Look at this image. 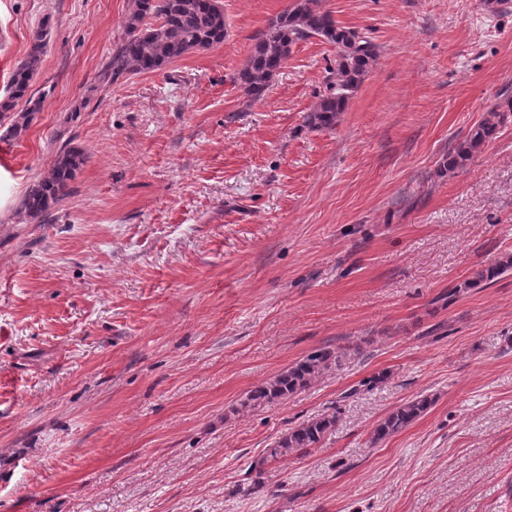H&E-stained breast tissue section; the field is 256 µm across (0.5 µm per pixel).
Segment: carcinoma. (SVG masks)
I'll return each instance as SVG.
<instances>
[{
	"label": "carcinoma",
	"mask_w": 512,
	"mask_h": 512,
	"mask_svg": "<svg viewBox=\"0 0 512 512\" xmlns=\"http://www.w3.org/2000/svg\"><path fill=\"white\" fill-rule=\"evenodd\" d=\"M46 37L43 25L33 32L26 58L9 78V95L0 102V109L9 111L15 102L26 100L25 113L12 125L15 136L26 129L33 113L41 109V100L31 98L29 89L46 53ZM225 37L224 7L220 0H131L123 22L122 40L112 52L107 70L113 78L152 72L193 50L204 51L220 45ZM314 37L336 48V60L328 71L324 93L307 116V124L313 129H327L336 124L352 93L376 63L378 45L358 29L336 21L331 12L320 8L319 0H292L254 37L245 66L231 77V82L243 91L247 105L263 98L270 80L288 59L292 46ZM511 117L512 99L505 98L494 104L448 152L443 168L453 172L464 167ZM85 161L86 155L79 148H65L57 154L48 171L32 181L26 190L23 208L28 216L42 217L51 205L65 196L68 182ZM511 271L512 253H507L497 262L480 268L454 288L452 294L488 286ZM350 350L355 351L357 347L327 346L315 350L251 391L242 407L254 409L296 394L338 365ZM433 403L427 395L405 401L378 422L373 440L378 442L400 432L425 414ZM335 427L336 414L332 413L288 429L267 449L257 467L309 453L320 447Z\"/></svg>",
	"instance_id": "carcinoma-1"
}]
</instances>
